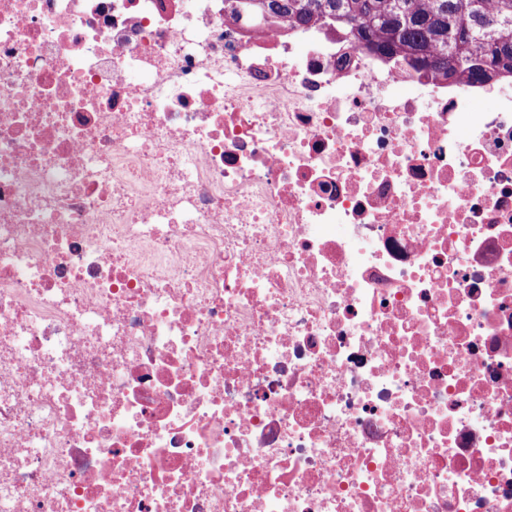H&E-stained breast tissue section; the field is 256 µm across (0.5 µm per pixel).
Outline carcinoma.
Wrapping results in <instances>:
<instances>
[{
    "instance_id": "1",
    "label": "carcinoma",
    "mask_w": 512,
    "mask_h": 512,
    "mask_svg": "<svg viewBox=\"0 0 512 512\" xmlns=\"http://www.w3.org/2000/svg\"><path fill=\"white\" fill-rule=\"evenodd\" d=\"M237 7L298 25L323 22L372 51L469 83L512 79V0H258Z\"/></svg>"
}]
</instances>
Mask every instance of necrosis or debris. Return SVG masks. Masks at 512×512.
Here are the masks:
<instances>
[{"label": "necrosis or debris", "instance_id": "necrosis-or-debris-1", "mask_svg": "<svg viewBox=\"0 0 512 512\" xmlns=\"http://www.w3.org/2000/svg\"><path fill=\"white\" fill-rule=\"evenodd\" d=\"M233 7L0 0V512H512V92Z\"/></svg>", "mask_w": 512, "mask_h": 512}]
</instances>
